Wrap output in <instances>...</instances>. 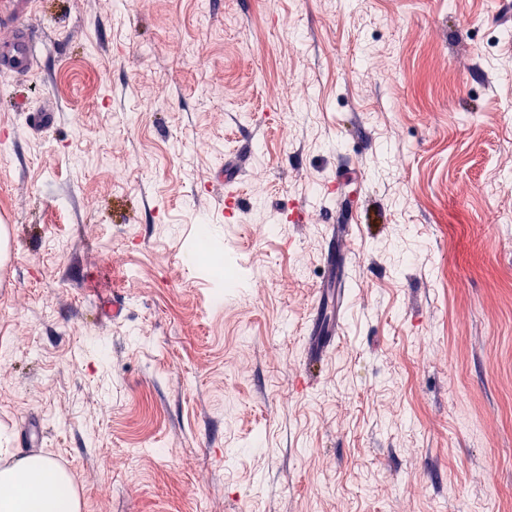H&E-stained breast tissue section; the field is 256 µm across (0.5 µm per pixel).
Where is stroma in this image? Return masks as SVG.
I'll use <instances>...</instances> for the list:
<instances>
[{
  "instance_id": "stroma-1",
  "label": "stroma",
  "mask_w": 512,
  "mask_h": 512,
  "mask_svg": "<svg viewBox=\"0 0 512 512\" xmlns=\"http://www.w3.org/2000/svg\"><path fill=\"white\" fill-rule=\"evenodd\" d=\"M27 22L33 66L0 72V468L31 421L82 512H512V0ZM245 144L231 223L202 185ZM202 231L223 275L186 260ZM340 323V314H337L334 323L331 328L322 336H317L318 331L316 329V324L312 323L309 328V344L307 348L306 354V362H305V370L306 373L311 369V367H315L317 364H321L324 358V355L327 351L334 347V338L336 343V332L339 328Z\"/></svg>"
}]
</instances>
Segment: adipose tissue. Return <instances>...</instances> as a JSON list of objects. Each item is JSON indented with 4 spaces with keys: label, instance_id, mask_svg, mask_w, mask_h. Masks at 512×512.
Masks as SVG:
<instances>
[{
    "label": "adipose tissue",
    "instance_id": "obj_1",
    "mask_svg": "<svg viewBox=\"0 0 512 512\" xmlns=\"http://www.w3.org/2000/svg\"><path fill=\"white\" fill-rule=\"evenodd\" d=\"M0 512H82V497L50 458L30 456L0 469Z\"/></svg>",
    "mask_w": 512,
    "mask_h": 512
}]
</instances>
